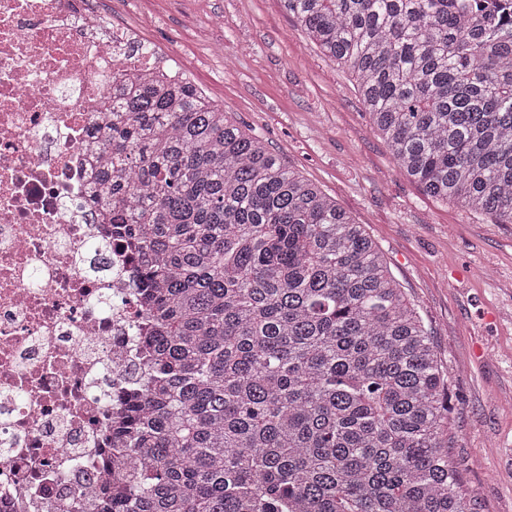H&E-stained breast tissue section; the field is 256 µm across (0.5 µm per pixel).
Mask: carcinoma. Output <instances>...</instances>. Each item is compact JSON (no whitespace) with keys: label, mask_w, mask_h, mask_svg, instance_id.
Instances as JSON below:
<instances>
[{"label":"carcinoma","mask_w":512,"mask_h":512,"mask_svg":"<svg viewBox=\"0 0 512 512\" xmlns=\"http://www.w3.org/2000/svg\"><path fill=\"white\" fill-rule=\"evenodd\" d=\"M395 168L512 224V21L448 0H281ZM99 198L148 296L129 461L97 512H474L449 372L364 225L187 78L112 97Z\"/></svg>","instance_id":"obj_1"}]
</instances>
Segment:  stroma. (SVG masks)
<instances>
[{
  "instance_id": "35a3bbf8",
  "label": "stroma",
  "mask_w": 512,
  "mask_h": 512,
  "mask_svg": "<svg viewBox=\"0 0 512 512\" xmlns=\"http://www.w3.org/2000/svg\"><path fill=\"white\" fill-rule=\"evenodd\" d=\"M367 232L450 372V453L477 512H512V224L394 167L357 89L280 0H98Z\"/></svg>"
}]
</instances>
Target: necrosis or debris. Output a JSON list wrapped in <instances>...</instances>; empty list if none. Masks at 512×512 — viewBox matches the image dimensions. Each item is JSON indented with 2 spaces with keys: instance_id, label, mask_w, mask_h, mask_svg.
<instances>
[{
  "instance_id": "necrosis-or-debris-1",
  "label": "necrosis or debris",
  "mask_w": 512,
  "mask_h": 512,
  "mask_svg": "<svg viewBox=\"0 0 512 512\" xmlns=\"http://www.w3.org/2000/svg\"><path fill=\"white\" fill-rule=\"evenodd\" d=\"M94 0H0V512H57L142 371L132 255L94 201L112 78L165 71Z\"/></svg>"
}]
</instances>
